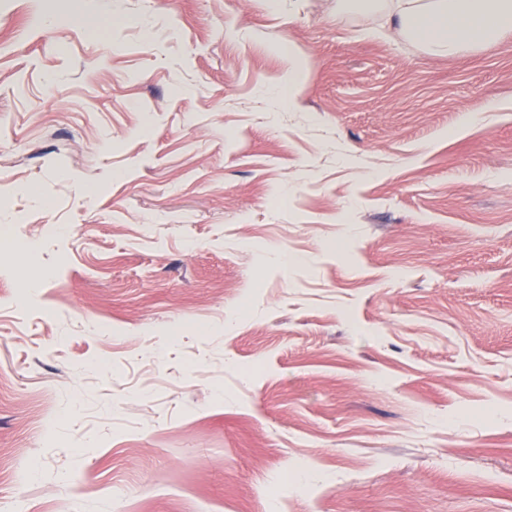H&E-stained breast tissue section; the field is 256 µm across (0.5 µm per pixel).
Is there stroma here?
<instances>
[{
    "instance_id": "stroma-1",
    "label": "stroma",
    "mask_w": 512,
    "mask_h": 512,
    "mask_svg": "<svg viewBox=\"0 0 512 512\" xmlns=\"http://www.w3.org/2000/svg\"><path fill=\"white\" fill-rule=\"evenodd\" d=\"M0 512H512V35L0 0Z\"/></svg>"
}]
</instances>
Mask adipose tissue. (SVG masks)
Segmentation results:
<instances>
[{"label":"adipose tissue","mask_w":512,"mask_h":512,"mask_svg":"<svg viewBox=\"0 0 512 512\" xmlns=\"http://www.w3.org/2000/svg\"><path fill=\"white\" fill-rule=\"evenodd\" d=\"M357 12L367 3L384 20L420 44L428 55L451 57L466 48L490 47L512 34V0H339Z\"/></svg>","instance_id":"ef3b65f1"}]
</instances>
